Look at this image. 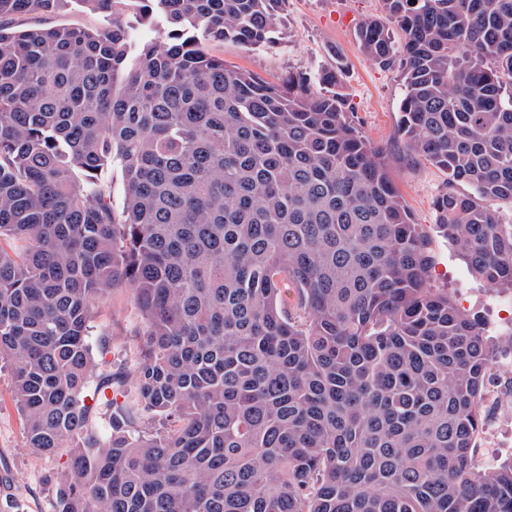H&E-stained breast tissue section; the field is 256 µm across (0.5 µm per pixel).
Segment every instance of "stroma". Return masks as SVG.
Here are the masks:
<instances>
[{"label":"stroma","mask_w":512,"mask_h":512,"mask_svg":"<svg viewBox=\"0 0 512 512\" xmlns=\"http://www.w3.org/2000/svg\"><path fill=\"white\" fill-rule=\"evenodd\" d=\"M379 12L378 0H285L278 23L281 35L273 45L248 50L227 42L210 44L209 49L225 63L270 82L290 72L311 76L321 68L342 65L348 110L361 132L388 156L395 182L428 236L430 286L448 291L460 310L478 317L495 343V359L512 360V293L493 292L474 279L455 247L440 236L434 201L446 189L448 177L405 151L396 135L402 79L398 71L379 67L358 47L359 24ZM111 24V18L87 11L73 0L11 22L17 29L96 30ZM139 331L131 293L119 287L95 312L88 342L95 348L100 339H107L112 359H131L138 351ZM507 457H512V414L488 406L473 462L484 468ZM65 464V453L44 454L28 447L22 414L13 399L11 368L0 361V512H55L58 478Z\"/></svg>","instance_id":"1"}]
</instances>
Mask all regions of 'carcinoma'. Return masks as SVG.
Here are the masks:
<instances>
[{
    "mask_svg": "<svg viewBox=\"0 0 512 512\" xmlns=\"http://www.w3.org/2000/svg\"><path fill=\"white\" fill-rule=\"evenodd\" d=\"M75 2L112 28L14 29L62 0H0V360L28 447L67 449L55 512H512V459L472 458L494 348L428 285L343 68L272 83L208 51L272 42L285 0ZM379 4L358 46L400 72L405 149L448 175L437 226L512 290V0ZM117 286L142 326L114 372L88 336ZM98 175L104 183L111 185L112 207L121 210L124 200L125 184L120 165L115 163L105 167Z\"/></svg>",
    "mask_w": 512,
    "mask_h": 512,
    "instance_id": "1",
    "label": "carcinoma"
}]
</instances>
